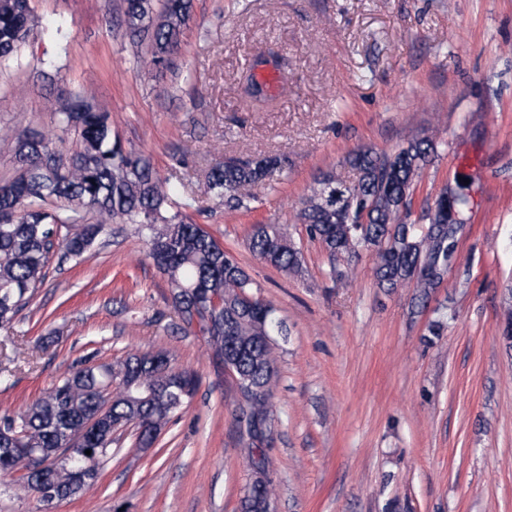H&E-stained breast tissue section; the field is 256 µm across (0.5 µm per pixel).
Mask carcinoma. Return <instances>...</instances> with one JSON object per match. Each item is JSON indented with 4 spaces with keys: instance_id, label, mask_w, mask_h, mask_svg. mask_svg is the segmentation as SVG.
Returning <instances> with one entry per match:
<instances>
[{
    "instance_id": "cac0c4a2",
    "label": "carcinoma",
    "mask_w": 512,
    "mask_h": 512,
    "mask_svg": "<svg viewBox=\"0 0 512 512\" xmlns=\"http://www.w3.org/2000/svg\"><path fill=\"white\" fill-rule=\"evenodd\" d=\"M193 0H123L116 24L136 45H146L149 67L174 68V57L191 19ZM32 31L29 0H0V61L15 60ZM55 123L80 137L65 162L56 139L44 133L14 141L15 175L0 184V328L10 325L43 287L53 256L80 262L116 220L134 224L146 255L166 279L172 306L187 327L207 336L215 355L234 365L243 381L237 423H246L251 449L273 433L272 388L276 379L273 337L288 335L276 308L254 291L236 257L200 224L171 212L172 187L150 158L123 146L111 114L78 94L51 106ZM437 154L430 137L406 140L390 152L360 149L347 158L354 178L323 174L296 214L307 236L321 242L331 263L361 250L374 253L378 287L409 286L422 302L444 281L469 206L468 186L458 182L453 198L440 190L422 227L410 220L416 178ZM281 166L273 156L228 159L205 174L203 190L230 210L249 208L251 189ZM458 219H448V207ZM249 251L286 274L296 272L302 253L283 224H253ZM166 367L146 353L131 352L110 364L79 362L19 412L0 414V448H37L31 465L48 464L59 500L80 493L71 487L68 451L83 456L90 473L112 445V423L134 421L136 445L152 447L161 430L193 397L200 378ZM91 454H85L86 450Z\"/></svg>"
}]
</instances>
